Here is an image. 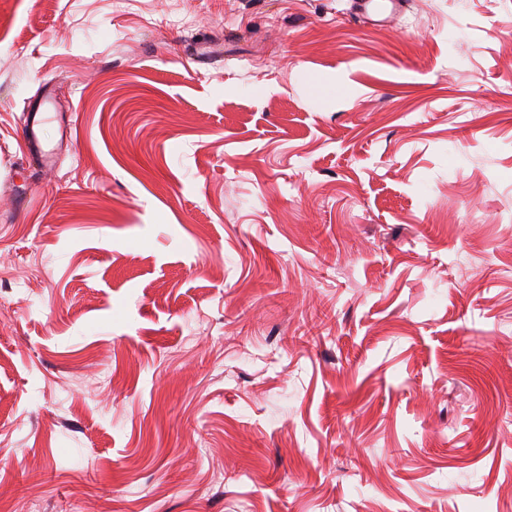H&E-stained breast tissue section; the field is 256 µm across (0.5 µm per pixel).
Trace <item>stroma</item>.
<instances>
[{
    "instance_id": "35a3bbf8",
    "label": "stroma",
    "mask_w": 512,
    "mask_h": 512,
    "mask_svg": "<svg viewBox=\"0 0 512 512\" xmlns=\"http://www.w3.org/2000/svg\"><path fill=\"white\" fill-rule=\"evenodd\" d=\"M1 17L8 512H512V0ZM407 3L406 0H353L351 10L359 18L374 23H386L401 14ZM51 120L50 117L36 119V113L27 116L23 114L21 123L22 136L32 146V159L45 172H50L53 165L50 162V152L42 149L40 127Z\"/></svg>"
}]
</instances>
